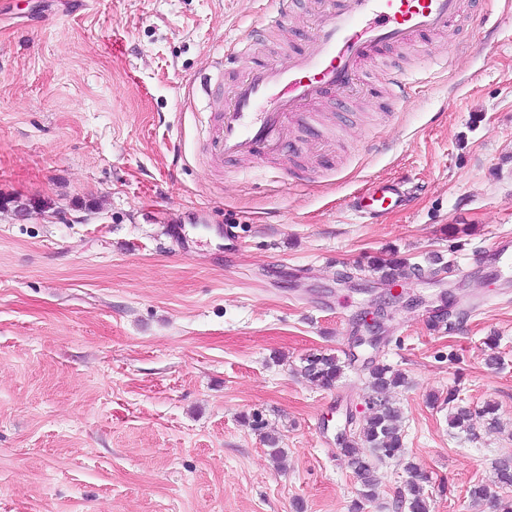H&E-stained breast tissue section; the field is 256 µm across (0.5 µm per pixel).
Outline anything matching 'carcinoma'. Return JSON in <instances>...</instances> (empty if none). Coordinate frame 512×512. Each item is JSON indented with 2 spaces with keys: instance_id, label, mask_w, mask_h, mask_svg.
<instances>
[{
  "instance_id": "carcinoma-1",
  "label": "carcinoma",
  "mask_w": 512,
  "mask_h": 512,
  "mask_svg": "<svg viewBox=\"0 0 512 512\" xmlns=\"http://www.w3.org/2000/svg\"><path fill=\"white\" fill-rule=\"evenodd\" d=\"M373 270L381 273L382 279L417 277L421 268L398 257L382 259L372 264ZM343 362L332 354H313L306 358L301 373L310 381L323 387H331L343 374ZM368 386L372 390L369 398V415L351 434L349 440L341 443L349 459V465L361 485V497L371 499L378 488L377 464L401 458L404 453L401 410L388 399L392 388L406 384L402 372L382 361L370 360L366 365ZM472 411L462 405L451 407L448 413V427L458 431L470 430ZM408 469L413 479L400 494L397 509L400 512H430L429 497L425 494L426 477L418 472L414 464ZM512 487V455L499 458L494 465V479L488 483H477L470 487L468 494L475 503H489L497 512H512V500L501 496L500 491Z\"/></svg>"
}]
</instances>
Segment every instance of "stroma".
Returning <instances> with one entry per match:
<instances>
[{"label":"stroma","mask_w":512,"mask_h":512,"mask_svg":"<svg viewBox=\"0 0 512 512\" xmlns=\"http://www.w3.org/2000/svg\"><path fill=\"white\" fill-rule=\"evenodd\" d=\"M266 2L0 0V512H396L409 461L430 512H492L467 490L512 455V267L486 257L512 233V0L365 60L371 94L315 108L329 141L292 121L284 153L219 164L195 79L243 38L268 57ZM380 182L407 205L370 218ZM393 255L424 299L379 352L406 377L405 459L363 501L336 434L368 415L356 318ZM312 353L345 361L333 387L301 375ZM373 270L381 272L382 279H398L418 277L421 274L419 266L410 265L406 260L398 257L382 259L372 264Z\"/></svg>","instance_id":"obj_1"}]
</instances>
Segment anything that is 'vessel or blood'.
I'll use <instances>...</instances> for the list:
<instances>
[{"instance_id":"1","label":"vessel or blood","mask_w":512,"mask_h":512,"mask_svg":"<svg viewBox=\"0 0 512 512\" xmlns=\"http://www.w3.org/2000/svg\"><path fill=\"white\" fill-rule=\"evenodd\" d=\"M292 6L293 0H275L265 16L266 31L283 27ZM313 11L316 29L308 47L248 67L229 96L221 94L226 63L201 76L206 95L222 98L207 129L210 155L224 159L280 152L285 122L307 116L332 96L358 93L366 57L447 29L460 18L462 0H314ZM399 203L397 190L382 186L359 198L357 207L372 216L384 205Z\"/></svg>"}]
</instances>
